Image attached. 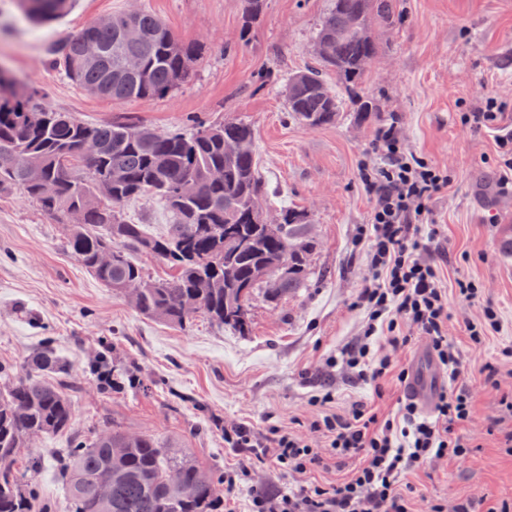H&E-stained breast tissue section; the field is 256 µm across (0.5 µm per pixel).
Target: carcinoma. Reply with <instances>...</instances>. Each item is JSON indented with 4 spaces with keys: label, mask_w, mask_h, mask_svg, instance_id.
Segmentation results:
<instances>
[{
    "label": "carcinoma",
    "mask_w": 512,
    "mask_h": 512,
    "mask_svg": "<svg viewBox=\"0 0 512 512\" xmlns=\"http://www.w3.org/2000/svg\"><path fill=\"white\" fill-rule=\"evenodd\" d=\"M16 3L46 24L64 17L74 0ZM265 6L266 0H244L245 28ZM395 7L396 0H332L316 36L317 65L284 80L294 120L310 128L336 123L342 101L324 71L347 85L360 80L380 53L374 27L389 23ZM199 55V46L182 42L147 11L95 20L47 50L67 79L112 100L173 93L191 78ZM126 58L139 68H125ZM38 97L0 67V193H17L64 225L75 260L126 295L139 314L179 327L201 315L244 333L255 293L276 302L305 285L309 216L283 206L277 223L262 219L268 188L250 124L216 120L161 133L135 122H84L43 108ZM89 142L96 147L91 159L83 153ZM142 196L164 201L174 221L167 235L149 236L124 215L123 204ZM135 251L163 260L170 274L149 278L131 258ZM26 367L28 376L0 387V512H30L31 492L15 470L19 450L73 425L71 374L54 348L46 343L33 351ZM91 370L127 375L104 352ZM57 470L72 512H219L222 505L224 478L187 449L117 426L90 442L75 438Z\"/></svg>",
    "instance_id": "obj_1"
}]
</instances>
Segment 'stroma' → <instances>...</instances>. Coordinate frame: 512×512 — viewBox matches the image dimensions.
<instances>
[{
    "mask_svg": "<svg viewBox=\"0 0 512 512\" xmlns=\"http://www.w3.org/2000/svg\"><path fill=\"white\" fill-rule=\"evenodd\" d=\"M331 0H266L264 14L243 30V0H77L51 27L32 29L14 0H0V66L45 94L49 108L78 119L132 121L167 132L196 120L240 119L252 124L270 211L307 210L313 242L303 288L269 306L255 298L252 330L242 336L197 318L184 328L136 313L66 250L62 225L17 195H0V364L23 375L28 355L51 340L75 379L70 431L37 438L21 449L17 466L33 494V512H70L55 461L74 436L92 438L118 424L174 440L216 473L247 461L225 447L224 426L248 422L295 426L310 410L307 397L322 383L316 366L356 334L360 315L350 303L363 283L365 258L352 255L356 225L367 223L371 201L358 180L377 130L399 118L407 149L448 172V188L430 205L441 235L431 255L450 295L448 340L465 351L462 378L474 400L463 432L474 448L466 468L444 463L411 475L430 504L451 499H512V456L488 432L501 395L483 383L480 367L512 341V195L493 175L497 147L490 133L464 130L461 103L483 91L512 106V0H398L391 24L376 28L381 51L360 86L326 80L343 109L335 124L308 128L288 113L281 84L314 65V41ZM144 10L160 17L182 41L199 45L191 79L160 99L111 101L94 97L48 63L47 42L106 15ZM372 110L359 115L361 101ZM126 216L147 234L164 235L165 204L139 199ZM480 288L500 306L502 329L478 353L468 350L465 318L476 308L458 301V280ZM110 350L140 379L139 386L103 389L85 372L95 352ZM41 466L27 472L31 457Z\"/></svg>",
    "mask_w": 512,
    "mask_h": 512,
    "instance_id": "35a3bbf8",
    "label": "stroma"
}]
</instances>
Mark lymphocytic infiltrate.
<instances>
[{
	"label": "lymphocytic infiltrate",
	"instance_id": "lymphocytic-infiltrate-1",
	"mask_svg": "<svg viewBox=\"0 0 512 512\" xmlns=\"http://www.w3.org/2000/svg\"><path fill=\"white\" fill-rule=\"evenodd\" d=\"M460 125L474 132H491L502 158L495 172L500 186L512 185V109L495 94L481 93L462 107ZM372 162L362 164L360 181L373 207L368 223L358 225L354 245L363 247L369 274L351 303L361 313L355 338L324 358L318 372L322 388L307 399L314 416L307 433L274 427L263 430L245 422L225 425L227 447L251 454L261 463L287 470V489L271 491L255 482L249 467L224 472V488L248 487V512H415L418 496L409 474L422 467L454 461L465 463L471 452L461 426L473 417V399L466 386L437 392L432 416L405 399L388 413L363 400L333 411L334 378L369 387L383 397L389 379L405 383L408 372L398 369L396 355L413 339H424L434 361L458 379L466 358L448 340V292L440 268L426 248L440 230L428 224L430 204L448 187V174L420 154L408 151L399 122L381 128L375 137ZM465 304L478 306L464 331L471 350L486 345L499 330L498 305L484 300L471 283L458 281L455 290ZM352 462L340 480L322 481L315 474Z\"/></svg>",
	"mask_w": 512,
	"mask_h": 512
}]
</instances>
